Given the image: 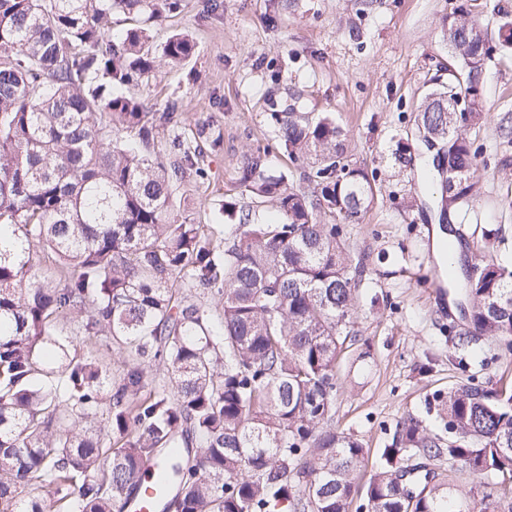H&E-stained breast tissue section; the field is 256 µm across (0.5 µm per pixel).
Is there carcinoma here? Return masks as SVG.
Instances as JSON below:
<instances>
[{"mask_svg":"<svg viewBox=\"0 0 512 512\" xmlns=\"http://www.w3.org/2000/svg\"><path fill=\"white\" fill-rule=\"evenodd\" d=\"M167 0H0V512H114L154 461L165 512H512V385H461L441 398L448 437L414 417L397 424L366 473L362 442L332 428L336 366L359 342L362 262L342 238L369 210L374 177L348 156L346 134L299 97L268 114L276 146L302 183L243 152L237 182L279 218L224 201L219 242L180 220L174 187L207 172L203 137L174 103L131 93L195 44L170 36L156 55L149 24ZM143 25L112 37V14ZM452 63L415 118L439 182L436 209L479 194L469 131L487 112L481 76L488 30L459 5L444 32ZM463 112L448 113V100ZM126 130L127 143L112 132ZM412 144L398 141L407 167ZM53 251L48 281L31 248ZM463 275L457 294L473 334L512 343V268L494 260ZM209 296L210 304L201 302ZM86 321L66 331L63 313ZM81 332L128 357L119 382L74 347ZM162 367L168 387L150 389ZM108 405L113 445L92 429ZM491 477L478 490L465 477Z\"/></svg>","mask_w":512,"mask_h":512,"instance_id":"obj_1","label":"carcinoma"}]
</instances>
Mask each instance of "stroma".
I'll return each mask as SVG.
<instances>
[{"label": "stroma", "instance_id": "1", "mask_svg": "<svg viewBox=\"0 0 512 512\" xmlns=\"http://www.w3.org/2000/svg\"><path fill=\"white\" fill-rule=\"evenodd\" d=\"M462 3L493 35L512 16V0H178L177 10L153 23V49L179 32L192 38L194 53L135 89L158 108L177 102L184 133L208 127L222 134L220 146L201 143L207 179L188 178L176 191L180 215L210 237L224 236L225 197L251 202L235 171L247 149L274 143L273 88L303 91L309 111L331 114L348 134L352 162L373 173L372 206L361 223L342 227L364 275L359 344L338 371L333 417L337 431L369 448L371 467L406 417L443 433L435 394L512 380V350L500 342L486 338L462 351L451 345L450 329L469 322L446 309L425 162L401 167L392 159L398 140H417L416 107L450 61L443 25ZM483 92L488 112L470 133L480 195L452 230L467 239L461 267L492 257L512 268V142L500 131L512 116V45L496 46Z\"/></svg>", "mask_w": 512, "mask_h": 512}]
</instances>
